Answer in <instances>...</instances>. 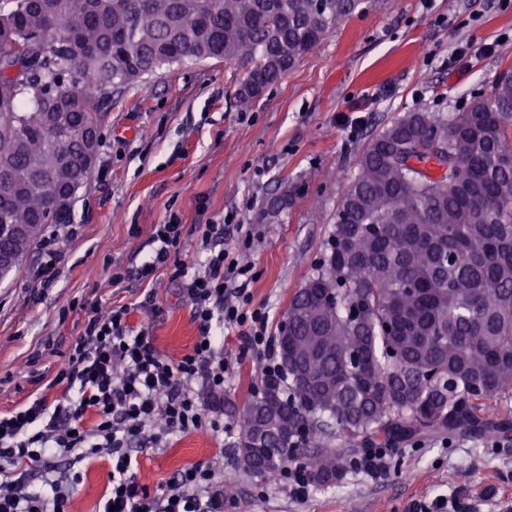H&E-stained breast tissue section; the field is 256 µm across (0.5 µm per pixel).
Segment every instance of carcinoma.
I'll return each instance as SVG.
<instances>
[{"label": "carcinoma", "mask_w": 512, "mask_h": 512, "mask_svg": "<svg viewBox=\"0 0 512 512\" xmlns=\"http://www.w3.org/2000/svg\"><path fill=\"white\" fill-rule=\"evenodd\" d=\"M366 0H0V249L13 275L65 224L112 92L185 59L245 66L248 106ZM448 151L443 176L412 149ZM512 72L448 114L407 112L363 146L323 257L280 323L278 370L238 409L260 481L298 463L341 483L358 448L507 435L512 392Z\"/></svg>", "instance_id": "1"}]
</instances>
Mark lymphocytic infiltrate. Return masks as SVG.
Returning a JSON list of instances; mask_svg holds the SVG:
<instances>
[{
    "mask_svg": "<svg viewBox=\"0 0 512 512\" xmlns=\"http://www.w3.org/2000/svg\"><path fill=\"white\" fill-rule=\"evenodd\" d=\"M247 245L243 224L226 218L201 230L205 255L195 279L185 280L188 259L178 253L184 226L177 215L154 225L156 248L137 270L146 279L171 269L182 280L200 334L192 351L173 361L162 355L146 332L134 331L126 308L91 306L78 336L57 364L44 390L11 411L0 412V512H71L79 474L50 480L49 493L30 489L35 469L52 471L61 456L80 463L96 456L112 461L111 489L105 500L115 512H224V497L212 486L210 466L182 469L162 493L149 492L133 472L134 443L148 432L171 435L191 429H220L221 394L229 371L224 347L211 336L213 325L237 327L245 349L274 371L268 318L252 308L250 267L224 245L227 235ZM209 389L201 402L199 387Z\"/></svg>",
    "mask_w": 512,
    "mask_h": 512,
    "instance_id": "1",
    "label": "lymphocytic infiltrate"
}]
</instances>
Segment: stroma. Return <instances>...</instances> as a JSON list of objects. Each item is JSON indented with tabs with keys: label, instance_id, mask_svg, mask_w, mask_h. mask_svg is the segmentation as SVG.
<instances>
[{
	"label": "stroma",
	"instance_id": "stroma-1",
	"mask_svg": "<svg viewBox=\"0 0 512 512\" xmlns=\"http://www.w3.org/2000/svg\"><path fill=\"white\" fill-rule=\"evenodd\" d=\"M512 68V0H371L325 37L247 108L236 104L242 69L221 60L186 61L115 94L105 108L101 146L73 204V235L50 287L31 274L44 261L36 244L19 275L0 282V412L36 392V374L52 367L78 335L93 304L124 306L134 330L173 360L200 331L191 305L167 270L146 280L113 281L114 267H136L153 252L154 225L176 214L183 224H248L241 254L254 273V306L269 313L277 336L288 303L312 273L335 222L336 206L363 144L403 113L444 112L489 91ZM289 189L287 208L270 197ZM154 293L156 309L142 307ZM224 332L232 377L224 397L242 404L260 381L254 356ZM232 419L224 428L189 430L147 444L135 477L164 489L181 469L215 468L214 484L233 482L224 512H420L454 500L467 512H512V435L438 433L399 445L387 472L349 471L341 484L311 488L296 500L282 476L256 481L238 466ZM55 473L81 474L72 512H100L109 458L77 466L56 459Z\"/></svg>",
	"mask_w": 512,
	"mask_h": 512
}]
</instances>
